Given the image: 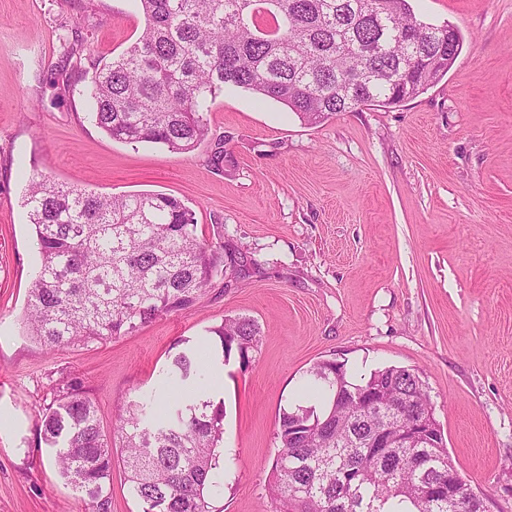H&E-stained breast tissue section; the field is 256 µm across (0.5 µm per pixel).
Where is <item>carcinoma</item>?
<instances>
[{
	"instance_id": "obj_1",
	"label": "carcinoma",
	"mask_w": 512,
	"mask_h": 512,
	"mask_svg": "<svg viewBox=\"0 0 512 512\" xmlns=\"http://www.w3.org/2000/svg\"><path fill=\"white\" fill-rule=\"evenodd\" d=\"M145 25L96 68L89 97L96 126L127 145L173 153L208 136L207 113L226 87L288 107L310 124L373 103L396 105L440 81L456 57L448 25L421 21L409 0H137ZM40 269L23 316L45 350L132 334L193 306L224 273V243L197 234L192 209L163 193L103 195L29 180L25 198ZM213 362H249L260 328L246 317L210 330ZM195 353L171 357L166 383L120 410L110 431L76 378L42 410L39 439L90 512H110L112 436L139 512H211L224 404L204 399ZM306 388L320 409L285 410L268 484L274 512H486L455 469L419 370L385 366L355 381L322 361Z\"/></svg>"
}]
</instances>
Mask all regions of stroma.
<instances>
[{
	"mask_svg": "<svg viewBox=\"0 0 512 512\" xmlns=\"http://www.w3.org/2000/svg\"><path fill=\"white\" fill-rule=\"evenodd\" d=\"M463 37L448 74L416 98L310 125L225 88L197 149L131 147L89 116L94 65L145 25L135 0H0V512H88L40 444V410L79 378L104 428L230 317L262 342L226 362L224 469L213 512H273L267 484L283 410L317 407L319 361L354 380L422 371L458 473L487 512H512V0H411ZM223 161H216V149ZM102 194L155 192L224 241L239 277L143 329L46 351L22 331L39 256L30 178Z\"/></svg>",
	"mask_w": 512,
	"mask_h": 512,
	"instance_id": "35a3bbf8",
	"label": "stroma"
}]
</instances>
